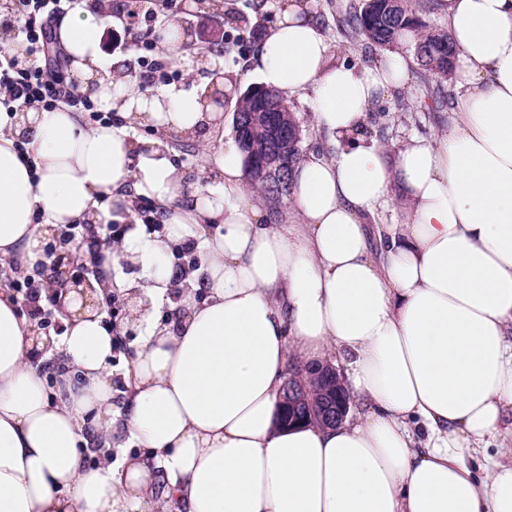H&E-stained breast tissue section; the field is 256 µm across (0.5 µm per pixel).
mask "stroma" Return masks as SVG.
Segmentation results:
<instances>
[{
    "instance_id": "35a3bbf8",
    "label": "stroma",
    "mask_w": 512,
    "mask_h": 512,
    "mask_svg": "<svg viewBox=\"0 0 512 512\" xmlns=\"http://www.w3.org/2000/svg\"><path fill=\"white\" fill-rule=\"evenodd\" d=\"M251 0H236L246 20L240 30L188 12V0H147L151 11L149 18L140 21L138 27H131L128 12L133 9L132 0H103L105 13L111 14L112 21L101 31L102 50L111 58L114 67L123 69L132 77L140 76L146 66L163 58L160 34L173 17H185L191 29L192 46L187 49L188 57L209 54L212 46H220L217 54H209L213 69L237 74L239 91L258 86L259 78L248 62L269 26L275 21V0H264L261 10L250 7ZM340 0H317L316 11L322 27L331 41L332 54L336 62H354L362 66H378L388 56L387 51L373 47L364 41L346 37L336 24V6ZM410 82L406 87L394 90L388 98L375 102L371 112L378 118L384 135L378 143L385 150L397 149L409 136H430L440 130L447 121V112L434 108L427 81L418 69H411ZM167 144L175 151L177 162L184 174V193L193 196L198 190L211 184L212 172L203 168V157L220 144L219 136L206 141H188L178 134L166 137ZM127 310H120L112 323L121 328L120 345L112 356L113 404L123 409L126 392V374L130 367L133 347L139 336L136 327L126 322Z\"/></svg>"
}]
</instances>
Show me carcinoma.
<instances>
[{
    "label": "carcinoma",
    "instance_id": "1",
    "mask_svg": "<svg viewBox=\"0 0 512 512\" xmlns=\"http://www.w3.org/2000/svg\"><path fill=\"white\" fill-rule=\"evenodd\" d=\"M425 4L412 0H363L360 6L348 5L339 14L351 37L373 46L392 49L408 42L412 61L427 76L443 82L452 76L454 46L450 34L431 30L421 20ZM283 97L261 87L245 91L235 104L234 132L245 156L246 174H259L271 156L282 157L283 173L277 183L258 182L257 189L273 203L290 193L293 168L302 158L304 127L296 114L288 116V138L269 146L262 128L266 113L276 112Z\"/></svg>",
    "mask_w": 512,
    "mask_h": 512
}]
</instances>
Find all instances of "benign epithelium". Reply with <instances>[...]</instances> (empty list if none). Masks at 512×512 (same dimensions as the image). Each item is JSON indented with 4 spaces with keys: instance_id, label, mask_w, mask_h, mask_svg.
Segmentation results:
<instances>
[{
    "instance_id": "1",
    "label": "benign epithelium",
    "mask_w": 512,
    "mask_h": 512,
    "mask_svg": "<svg viewBox=\"0 0 512 512\" xmlns=\"http://www.w3.org/2000/svg\"><path fill=\"white\" fill-rule=\"evenodd\" d=\"M269 133L272 138L288 137V105L280 109L279 119H270ZM49 263L45 264V278L51 283L52 291L64 295L76 291L88 296L89 304L101 314L112 309V293L97 296L94 283L102 282L72 273L78 265V257L71 252L52 251L47 253ZM282 421L305 420L311 424L334 426L341 423L347 414L348 398L341 371L330 363L316 366L297 363L288 368L283 392L280 398Z\"/></svg>"
}]
</instances>
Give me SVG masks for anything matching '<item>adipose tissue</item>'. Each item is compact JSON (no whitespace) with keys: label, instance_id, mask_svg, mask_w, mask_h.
<instances>
[{"label":"adipose tissue","instance_id":"1","mask_svg":"<svg viewBox=\"0 0 512 512\" xmlns=\"http://www.w3.org/2000/svg\"><path fill=\"white\" fill-rule=\"evenodd\" d=\"M438 9L461 75L451 117L389 155L364 129L405 86L406 60L334 63L314 0H276L251 66L265 88L306 96L327 135L293 172L289 226L247 189L235 138L204 157L218 186L185 204L172 150L129 137L132 123L206 137L224 125L213 96L235 77L148 97L102 58L96 8L60 19L82 93L120 121L0 105V266L33 272L63 224L126 225L104 282L140 269L130 321L142 334L119 420L102 315L66 296L51 370L35 359L45 334L0 292V512H512V0ZM136 197L159 206L165 234L135 218ZM392 206L396 223L373 224ZM180 246L197 267L160 326ZM337 352L342 424L277 426L289 359ZM118 432L138 451L116 462Z\"/></svg>","mask_w":512,"mask_h":512}]
</instances>
